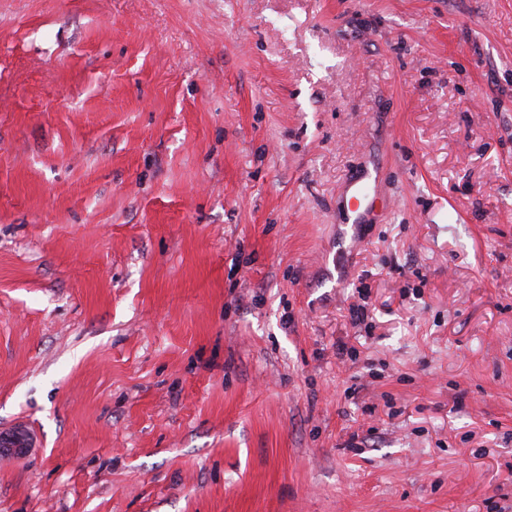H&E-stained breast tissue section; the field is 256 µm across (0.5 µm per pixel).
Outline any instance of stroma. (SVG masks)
<instances>
[{
  "label": "stroma",
  "mask_w": 512,
  "mask_h": 512,
  "mask_svg": "<svg viewBox=\"0 0 512 512\" xmlns=\"http://www.w3.org/2000/svg\"><path fill=\"white\" fill-rule=\"evenodd\" d=\"M17 428L0 512H512V0H0ZM359 180H353L350 184L352 192L349 197V208L353 220L351 224H358L362 219L374 215L377 207L374 203L378 200L375 190H370L364 185H359ZM32 442L29 434L23 429L11 432H0V458H24L30 451Z\"/></svg>",
  "instance_id": "35a3bbf8"
}]
</instances>
